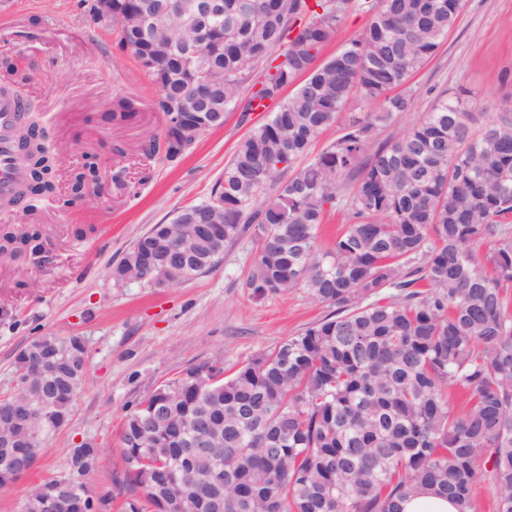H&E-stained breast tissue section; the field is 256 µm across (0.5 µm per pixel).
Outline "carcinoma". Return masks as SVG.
Wrapping results in <instances>:
<instances>
[{"instance_id": "carcinoma-1", "label": "carcinoma", "mask_w": 512, "mask_h": 512, "mask_svg": "<svg viewBox=\"0 0 512 512\" xmlns=\"http://www.w3.org/2000/svg\"><path fill=\"white\" fill-rule=\"evenodd\" d=\"M147 1L159 11L170 4L113 0L120 49L131 43L124 23ZM464 6L253 0L247 14L242 0H224V24L210 28L202 49L205 69L181 68L175 55L149 69L167 127H224L190 100L176 118L167 111L168 68L179 73L173 90L210 83L225 112L259 70L244 111L271 99L278 105L224 165L217 232L182 223L179 210L134 241L112 280L142 278L138 256L163 237L193 279L249 233L258 257L247 285L256 295L301 288L336 312L231 375L211 383V364L194 365L137 401L121 440L125 460L144 462L125 472L140 491L126 499V512H166L156 491L162 467L171 456L188 465L182 434L204 417L222 453L194 461L188 479L224 484V512H401L399 503L423 489L473 512L472 488L484 480L496 512H512V113L473 132L466 103L441 93L418 124L379 137L380 122L410 106L408 94L393 90L436 54ZM351 10L369 15L365 31L318 62ZM178 38L190 35L171 24L134 53L159 55ZM355 95L379 102L382 113L349 120L311 155ZM141 151L172 162L165 131L148 135ZM337 206L349 222L323 249L318 229ZM386 288L393 292L383 297ZM56 340L66 371L30 383L39 418L30 432L12 431L18 442L50 438L69 421L87 347L78 335ZM451 388L471 396L461 414L449 404ZM97 451L84 442L69 452L73 477L97 466ZM47 486L32 488L29 512H83L46 506Z\"/></svg>"}]
</instances>
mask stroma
<instances>
[{
    "label": "stroma",
    "instance_id": "35a3bbf8",
    "mask_svg": "<svg viewBox=\"0 0 512 512\" xmlns=\"http://www.w3.org/2000/svg\"><path fill=\"white\" fill-rule=\"evenodd\" d=\"M79 0H13L0 12V59L25 74L20 95L39 112L46 142L58 155L54 196L0 212V224H36L39 258L0 260V396L10 392L14 354L34 337H84L87 372L68 424L34 467L0 489V512H21L31 487L67 473L70 448L91 442L98 466L82 478L108 512H123L121 432L128 409L156 385L196 364L220 362L225 373L272 349L333 311L303 290L256 296L246 280L257 256L248 235L225 247L210 272L156 288L117 284L112 269L152 225L208 199L238 142L263 123V112L226 113L178 163L140 167L139 144L160 132L149 76L118 47V34L84 22ZM411 105L384 124L398 135L430 112L440 92L462 98L480 129L512 112V0H466L456 26L410 80ZM140 104L130 120H105L120 98ZM95 161L102 183L80 200L68 196L73 170ZM123 170L124 188L111 180Z\"/></svg>",
    "mask_w": 512,
    "mask_h": 512
}]
</instances>
